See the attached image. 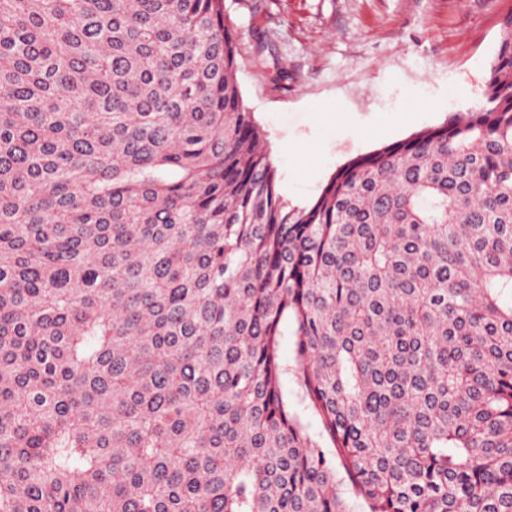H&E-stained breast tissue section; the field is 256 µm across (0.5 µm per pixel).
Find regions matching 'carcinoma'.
Returning <instances> with one entry per match:
<instances>
[{"mask_svg":"<svg viewBox=\"0 0 512 512\" xmlns=\"http://www.w3.org/2000/svg\"><path fill=\"white\" fill-rule=\"evenodd\" d=\"M237 68L224 0H0V512H512V12L303 206ZM278 354L282 363L288 366V371L281 378V391L284 400L288 403V410L299 417L312 438L325 447H332L324 431L321 417L305 396L300 375L297 373L296 336L293 335L292 325L288 327V321L285 322L283 335L279 338Z\"/></svg>","mask_w":512,"mask_h":512,"instance_id":"cac0c4a2","label":"carcinoma"}]
</instances>
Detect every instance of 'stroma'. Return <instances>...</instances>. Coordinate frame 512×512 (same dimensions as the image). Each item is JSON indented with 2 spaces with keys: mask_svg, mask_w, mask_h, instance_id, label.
I'll use <instances>...</instances> for the list:
<instances>
[{
  "mask_svg": "<svg viewBox=\"0 0 512 512\" xmlns=\"http://www.w3.org/2000/svg\"><path fill=\"white\" fill-rule=\"evenodd\" d=\"M512 0H224L236 79L294 205L348 161L483 101ZM281 391L320 443L296 338L284 327Z\"/></svg>",
  "mask_w": 512,
  "mask_h": 512,
  "instance_id": "35a3bbf8",
  "label": "stroma"
}]
</instances>
